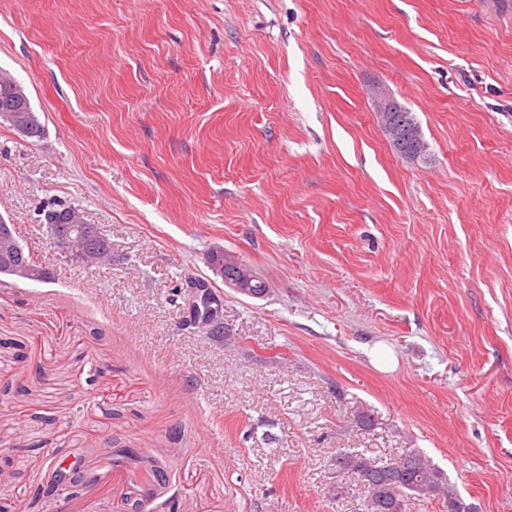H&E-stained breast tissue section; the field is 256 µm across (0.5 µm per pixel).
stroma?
Wrapping results in <instances>:
<instances>
[{
  "mask_svg": "<svg viewBox=\"0 0 512 512\" xmlns=\"http://www.w3.org/2000/svg\"><path fill=\"white\" fill-rule=\"evenodd\" d=\"M0 70L45 129L0 125V220L52 269L0 280V512H128L153 461L149 512H364L342 451L512 512V0H0ZM51 200L111 265L50 252ZM62 460L97 488L36 497ZM384 130L387 134V136L390 139V145L392 149L399 155L404 156L406 158H409L411 160H421L425 159V156H427V143L425 142L423 135L421 134V143L417 142V144L411 145L409 141H404L403 144L395 140V136L391 132L387 130L386 127H384ZM419 154V156L416 158V155ZM209 268L214 272L215 276L224 278L227 286L242 290L247 295L253 297H261L267 292V287L259 288L260 290L254 292L253 289L247 288L253 278L252 269L244 262L235 256L225 255L224 251L216 250L211 252L209 256Z\"/></svg>",
  "mask_w": 512,
  "mask_h": 512,
  "instance_id": "stroma-1",
  "label": "stroma"
}]
</instances>
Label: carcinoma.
<instances>
[{
    "instance_id": "obj_1",
    "label": "carcinoma",
    "mask_w": 512,
    "mask_h": 512,
    "mask_svg": "<svg viewBox=\"0 0 512 512\" xmlns=\"http://www.w3.org/2000/svg\"><path fill=\"white\" fill-rule=\"evenodd\" d=\"M27 128L21 131L10 120H5L8 128L19 135L40 140L44 135V126L36 112L26 113ZM392 149L399 155L414 160L427 156V143L415 145L406 141L400 143L392 133H387ZM82 215L79 208L58 202H49L42 210L43 224L47 235H68L77 228L83 227L89 231V245L96 251L106 255L112 254V241L95 224L72 223L73 215ZM15 252L20 255L18 263L1 262L0 276L24 279L35 282H47L52 278L50 267L41 259L22 246L17 240H12ZM340 463L336 469L361 481L368 490L365 504L366 512H392V502L397 499L404 501L410 495L428 497L440 496L445 501L457 504L455 512H469V508L455 496L453 490L445 486L443 478L430 461L421 453L405 456L397 462L377 466L368 462L357 453L341 452L336 456Z\"/></svg>"
}]
</instances>
